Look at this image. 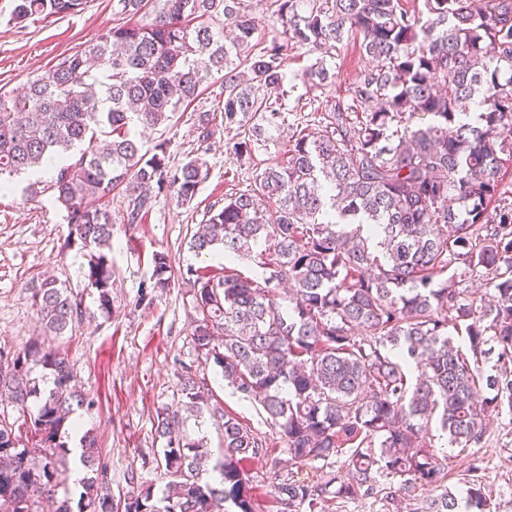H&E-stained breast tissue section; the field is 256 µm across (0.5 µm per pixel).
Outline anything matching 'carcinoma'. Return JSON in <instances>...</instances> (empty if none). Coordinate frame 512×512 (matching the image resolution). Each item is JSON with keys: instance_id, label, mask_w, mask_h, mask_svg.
Masks as SVG:
<instances>
[{"instance_id": "carcinoma-1", "label": "carcinoma", "mask_w": 512, "mask_h": 512, "mask_svg": "<svg viewBox=\"0 0 512 512\" xmlns=\"http://www.w3.org/2000/svg\"><path fill=\"white\" fill-rule=\"evenodd\" d=\"M85 4L16 0L13 18L65 17ZM117 4L148 22L114 24L22 92L0 94V191L23 173L35 190L54 164L50 188L69 235L90 248L84 276L108 312L112 191L125 188L124 221L139 224L162 195L190 203L208 175L200 155L171 166L164 141L144 152L133 129L167 124L209 75L222 73V122L234 132L228 149L249 156L256 130L278 126L274 100L286 94L288 51L359 35L376 65L350 102L334 103L317 131L291 136L286 156L209 210L193 234L197 256L219 245L244 257L268 243L269 274L187 266L198 314L192 341L229 386L262 407L292 461L320 463L315 481L274 471L283 512H325L335 498L374 493L379 477L440 486L432 422L464 451L482 442L490 417L512 411V207L490 212L512 167V0H424L421 12L403 0H271L281 28L263 43L252 42L246 0ZM307 75L321 85L334 78L321 60ZM197 132L202 143L214 137L210 114ZM152 264L150 287L168 288L169 253L155 252ZM478 272L492 291L487 303L469 295L463 278ZM31 299L43 336L0 351V397L30 416L38 440L23 444L0 411V512H40V498H54L70 472L61 430L73 406L94 405L52 345L82 319L80 303L54 279L33 287ZM39 366L53 376L45 392L33 377ZM179 382V408L157 415L163 506L149 488L115 498L99 448L85 437L80 462L92 476L78 500L55 501V512H256L244 463L269 456V443L212 404L191 368ZM183 411L221 423L218 485L203 477V442L176 432ZM341 456L343 478L330 462ZM429 512L490 506L474 479L464 498L446 489Z\"/></svg>"}]
</instances>
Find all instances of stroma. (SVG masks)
Returning a JSON list of instances; mask_svg holds the SVG:
<instances>
[{"label": "stroma", "instance_id": "35a3bbf8", "mask_svg": "<svg viewBox=\"0 0 512 512\" xmlns=\"http://www.w3.org/2000/svg\"><path fill=\"white\" fill-rule=\"evenodd\" d=\"M15 0H0V94L25 87L58 58L94 39L116 20L114 0H87L81 13L12 23ZM324 61L335 75L333 84L312 86L307 69ZM373 62L357 44L327 51L289 52L284 72L287 94L282 101L284 123L280 130L261 135L251 156L237 158L226 151L228 136L221 131L218 112L223 79L208 77L205 92L186 110L173 115L167 125L141 133L145 149L158 142L168 144L171 165L204 155L209 174L191 203L160 197L143 223L123 221L124 194H112V309L104 311L95 289L83 276L89 251L69 235L63 212L55 205L52 190L30 196L17 181L0 192V350L15 351L40 334L30 288L51 277L70 285L82 301L85 316L62 347L74 366L77 388L94 397L93 410L78 409L83 432L93 437L108 465L113 490L127 493L151 489L161 493L166 480L157 467L163 442L155 435L157 412L174 407L182 366L190 365L205 378L213 401L241 423L265 436L289 470L284 444L266 422L259 405L244 401L227 387L222 370L198 357L191 333L197 318L193 294L183 279L172 278L169 288L156 292L149 305H137L142 284L153 270L152 255L168 252L174 268H209L212 256L196 257L188 241L203 223L211 207H223L225 197L248 189L268 163L281 158L293 133L313 130L332 101L348 97L351 88ZM211 113L218 129L209 145L197 140L200 113ZM432 443L444 467L440 487L404 489L392 480V496L379 493L354 499H337L328 512H425L426 502L448 488L464 496L469 480L481 481L490 499L491 512H512V411L496 416L480 445L461 452L446 438ZM136 472L137 482L127 480Z\"/></svg>", "mask_w": 512, "mask_h": 512}]
</instances>
